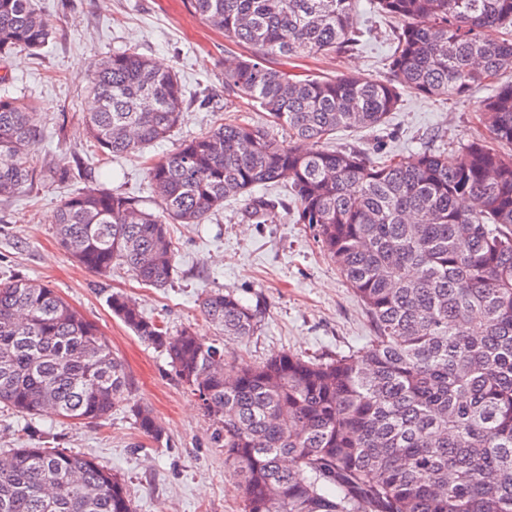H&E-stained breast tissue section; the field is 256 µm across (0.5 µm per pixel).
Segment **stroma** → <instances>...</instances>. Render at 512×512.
Wrapping results in <instances>:
<instances>
[{
	"label": "stroma",
	"mask_w": 512,
	"mask_h": 512,
	"mask_svg": "<svg viewBox=\"0 0 512 512\" xmlns=\"http://www.w3.org/2000/svg\"><path fill=\"white\" fill-rule=\"evenodd\" d=\"M33 3L49 18L53 37L40 56L19 52L0 60V77L38 105L42 138L32 166L40 170L54 159L79 175L63 184L40 180L19 196L0 199V278L44 281L95 322L124 368L129 400L92 424L47 413L29 418L1 408L0 448L40 445L89 455L121 478L136 512H241V493L214 439L213 420L179 380L166 354L112 314L109 293L125 292L144 317L159 321L170 333L192 328L248 362L277 352L330 357L362 350L371 334L365 309L312 228L295 223L284 180L254 190L278 202L265 223L246 218V200L240 197L226 200L223 210L205 223L170 225L177 272L164 288L142 285L124 268L102 278L78 266L57 242L54 222L61 202L83 188L85 179L111 169L106 187L134 197L147 211H159L143 157L162 159L184 139L206 131L216 119L213 106L254 125L264 124L265 112L224 88L225 58L245 54V47L195 15L186 0ZM355 21L361 31L356 46L327 56L279 57L276 66L303 78L347 73L387 77L398 20L381 17L369 0H358ZM131 46L178 73L185 89L183 119L171 138L146 148L144 156L116 157L105 164L87 147L84 119L94 106L85 91L87 64L95 56ZM487 94L484 88L474 89L466 100L407 94L381 130L342 131L331 145L362 148L375 160L455 149L474 136L476 108ZM218 289L233 290L262 309L264 320L254 336L228 343L206 320L200 301ZM134 403L152 412L161 440L140 432L130 411Z\"/></svg>",
	"instance_id": "35a3bbf8"
}]
</instances>
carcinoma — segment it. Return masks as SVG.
<instances>
[{
  "mask_svg": "<svg viewBox=\"0 0 512 512\" xmlns=\"http://www.w3.org/2000/svg\"><path fill=\"white\" fill-rule=\"evenodd\" d=\"M357 0H188L224 36L257 49L228 58L224 88L258 102L265 128L229 116L185 140L147 174L155 214L88 180L57 210L59 244L85 269L125 267L144 285L175 274L169 224H202L224 200L288 179L297 223L365 307L361 352L308 358L277 352L224 362V348L185 328L173 335L122 293L108 306L136 336L166 353L217 426L242 512H512V0H375L397 19L389 75L300 79L273 57L354 45ZM500 29L497 41L485 37ZM52 34L32 0H0V57L38 55ZM96 108L91 146L111 158L167 139L180 121L177 74L129 47L88 63ZM476 87L485 135L451 153L370 160L326 147L336 132L375 129L407 93L467 99ZM24 96L0 93V198L36 180L63 183L72 168L42 171L29 158L41 129ZM276 201L249 199L260 224ZM203 315L242 341L262 312L231 290L201 301ZM122 364L98 327L49 284L0 280V405L93 422L128 400ZM138 429L162 430L131 407ZM0 512H135L121 481L85 455L55 448L0 452Z\"/></svg>",
  "mask_w": 512,
  "mask_h": 512,
  "instance_id": "1",
  "label": "carcinoma"
}]
</instances>
